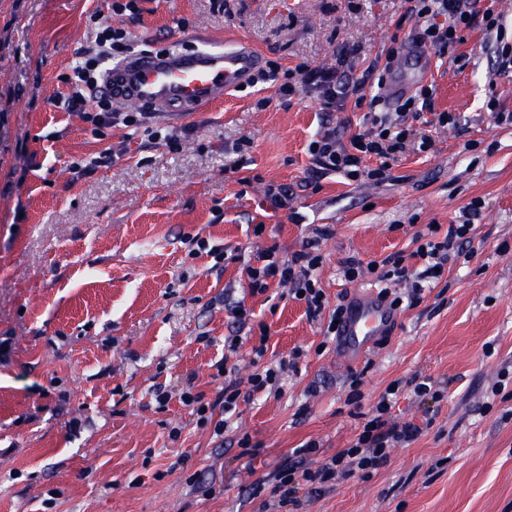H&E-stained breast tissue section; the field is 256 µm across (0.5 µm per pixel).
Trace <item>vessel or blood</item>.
<instances>
[{
	"label": "vessel or blood",
	"instance_id": "obj_1",
	"mask_svg": "<svg viewBox=\"0 0 512 512\" xmlns=\"http://www.w3.org/2000/svg\"><path fill=\"white\" fill-rule=\"evenodd\" d=\"M262 66L261 53L241 43H207L191 50L162 48L129 55L103 81L114 105L137 104L165 115H192L248 84ZM400 319L377 290L355 293L336 333L341 361L354 364Z\"/></svg>",
	"mask_w": 512,
	"mask_h": 512
}]
</instances>
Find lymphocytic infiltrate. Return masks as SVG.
Returning <instances> with one entry per match:
<instances>
[{
  "mask_svg": "<svg viewBox=\"0 0 512 512\" xmlns=\"http://www.w3.org/2000/svg\"><path fill=\"white\" fill-rule=\"evenodd\" d=\"M138 2L111 0L110 12L120 18L116 26L102 21L100 11L90 13L88 32L94 46L77 52L69 74L63 77L68 91L57 94L54 104L64 111L81 114L84 122L91 125L93 135L103 136L106 129L121 125L142 131L148 139L166 142L174 148L178 145L177 138L151 125L150 113L113 111L111 101L97 91L96 74L100 66L110 59H123L134 50L129 27L140 19L142 10ZM467 2L411 0L407 11L413 21L409 38L444 57L458 43L459 30L479 25L489 30L502 28V15L490 10L477 12L469 9ZM360 54L357 47L342 50L335 65L330 67L303 63L284 70L277 62L270 61L253 78L257 84H275L278 96L283 99L293 98L302 91L314 93L325 112L343 109L350 100L356 107L365 108L364 130L349 139H341L330 124L322 125L308 145L313 163L308 182H315L319 174L328 172L343 174L352 181L367 179L379 183L390 179L393 161L404 153L414 134L413 121L419 120L423 110L432 103L433 91L424 87L399 99L394 111H386L383 100L376 95H366L365 89L372 82L384 85L391 68L374 62L362 73H355V60ZM471 230V225L465 223L449 225L443 234L433 227L420 230L412 238L413 251L391 253L379 263L348 257L341 261L340 270L348 282L361 278L367 270L377 273L383 283L380 293L384 298L397 308L406 303L412 305L421 299L423 282L437 278L439 269L445 268L451 256L462 254ZM327 234V229H320L316 238L300 250L285 255L277 247H269L260 252L253 263L245 261L241 251L224 252L197 235L188 238L187 243L190 256H211L215 269H223L228 260L241 263L251 294L266 293L274 283L287 287L294 300L305 303L309 320L326 319L324 334L329 337L335 335L336 322L342 318L346 305L341 301L329 305L318 283L317 270L322 263L319 240ZM411 258L420 261V268L408 267L407 261ZM402 282L408 283L407 292L397 291V284ZM401 390L400 382H393L371 411L361 414L360 431L351 445L319 467L307 464L308 457L319 448L316 441H308L295 449L294 459L281 466L275 476L272 495L278 512H297L304 497L336 479L354 474L370 476L387 463L391 448L414 441L421 434V427L411 422L400 424L393 419L392 410ZM240 397L237 381L226 379L213 401H206L204 393L188 389L181 393L180 400L191 407L198 425H213L215 434L220 436L225 423L215 420V412L236 411Z\"/></svg>",
  "mask_w": 512,
  "mask_h": 512,
  "instance_id": "f902f5d3",
  "label": "lymphocytic infiltrate"
}]
</instances>
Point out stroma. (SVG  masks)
Listing matches in <instances>:
<instances>
[{"instance_id": "obj_1", "label": "stroma", "mask_w": 512, "mask_h": 512, "mask_svg": "<svg viewBox=\"0 0 512 512\" xmlns=\"http://www.w3.org/2000/svg\"><path fill=\"white\" fill-rule=\"evenodd\" d=\"M107 0H0V512H268V484L294 448L313 440L315 462L358 432L346 401L362 373V408L389 384L432 378L441 401L402 389L393 414L423 431L391 449L370 477L339 479L298 512H512V71L497 70L485 30L463 31L458 62L429 54L422 74L406 54L391 80L434 85L432 112L456 126L415 123L432 140L393 163L390 181L331 173L304 186L307 146L322 120L362 128L353 103L324 113L316 97L280 100L271 84L232 92L191 117L157 125L193 135L177 149L116 126L92 135L78 113L51 99L87 44V15ZM133 39L190 48L200 37L246 43L286 67L331 65L357 45L359 68L408 33L407 0H141ZM265 108H257L260 99ZM251 144L243 153L234 147ZM112 150L110 167L80 178L73 161ZM294 193L273 210L266 184ZM479 217L467 218L472 201ZM473 221L470 258L449 262L421 301L401 310L387 342L347 367L324 322L281 289L250 295L237 264L212 268L186 240L241 249H301L317 227L319 282L328 300L374 287L345 281L339 262L412 250L426 225ZM265 225L254 237L253 225ZM242 300L269 340L262 365L300 351L280 394L240 402L223 435L200 427L179 395L187 384L214 400L217 366H237L241 391L255 368L250 336L234 333L229 303ZM501 384L500 395L491 388ZM171 399L158 407L156 390ZM178 438H171L172 430ZM256 453H242V439Z\"/></svg>"}]
</instances>
